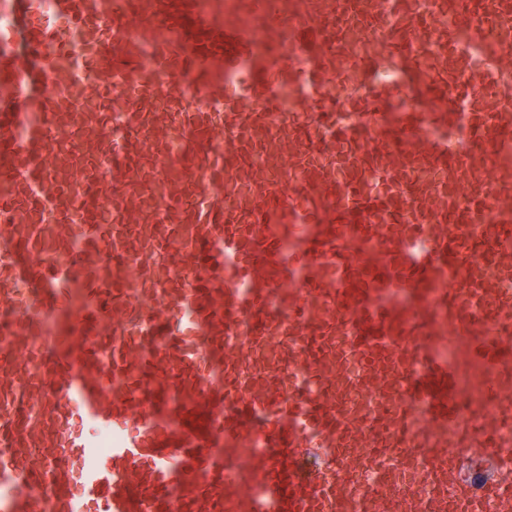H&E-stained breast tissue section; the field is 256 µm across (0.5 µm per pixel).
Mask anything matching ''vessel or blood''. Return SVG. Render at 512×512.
Wrapping results in <instances>:
<instances>
[{"label": "vessel or blood", "mask_w": 512, "mask_h": 512, "mask_svg": "<svg viewBox=\"0 0 512 512\" xmlns=\"http://www.w3.org/2000/svg\"><path fill=\"white\" fill-rule=\"evenodd\" d=\"M511 127L512 0H0V512H512Z\"/></svg>", "instance_id": "obj_1"}]
</instances>
